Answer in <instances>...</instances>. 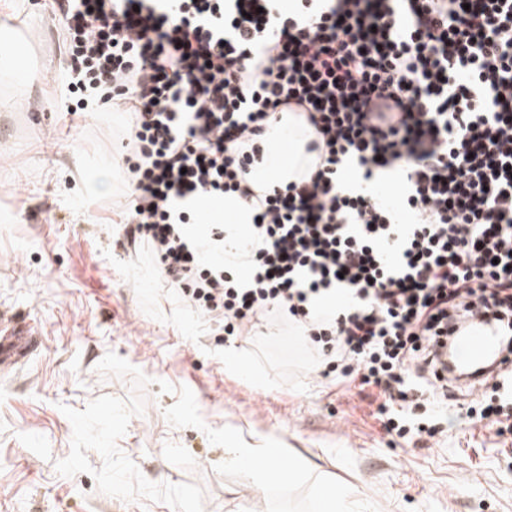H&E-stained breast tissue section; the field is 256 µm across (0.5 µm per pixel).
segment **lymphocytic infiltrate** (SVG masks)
Segmentation results:
<instances>
[{
  "label": "lymphocytic infiltrate",
  "mask_w": 512,
  "mask_h": 512,
  "mask_svg": "<svg viewBox=\"0 0 512 512\" xmlns=\"http://www.w3.org/2000/svg\"><path fill=\"white\" fill-rule=\"evenodd\" d=\"M56 22L62 109L131 114L121 245L148 248L185 310L239 340L289 325L324 373L378 389L406 442L460 417L512 427V372L460 410L433 361L474 313L512 353V0H58ZM290 116L306 170L255 192ZM354 165L399 177L408 223L344 186ZM227 195L253 221L230 261L198 214Z\"/></svg>",
  "instance_id": "obj_1"
}]
</instances>
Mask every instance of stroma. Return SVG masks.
Returning a JSON list of instances; mask_svg holds the SVG:
<instances>
[{
	"instance_id": "stroma-1",
	"label": "stroma",
	"mask_w": 512,
	"mask_h": 512,
	"mask_svg": "<svg viewBox=\"0 0 512 512\" xmlns=\"http://www.w3.org/2000/svg\"><path fill=\"white\" fill-rule=\"evenodd\" d=\"M0 11V314L38 344L0 369V512H512V432L458 423L432 447L388 436L377 389L306 368L275 327L225 340L186 315L147 250L116 242L129 116L58 111L54 0ZM280 451L255 493L226 432Z\"/></svg>"
}]
</instances>
